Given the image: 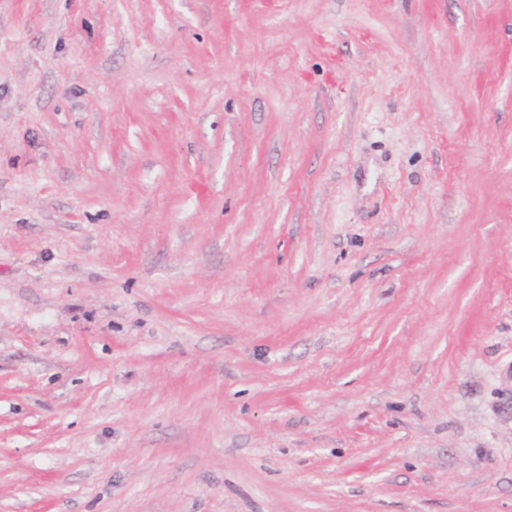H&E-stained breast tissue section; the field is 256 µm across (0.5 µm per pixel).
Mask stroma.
Instances as JSON below:
<instances>
[{
    "label": "stroma",
    "mask_w": 512,
    "mask_h": 512,
    "mask_svg": "<svg viewBox=\"0 0 512 512\" xmlns=\"http://www.w3.org/2000/svg\"><path fill=\"white\" fill-rule=\"evenodd\" d=\"M0 512H512V0H0Z\"/></svg>",
    "instance_id": "35a3bbf8"
}]
</instances>
